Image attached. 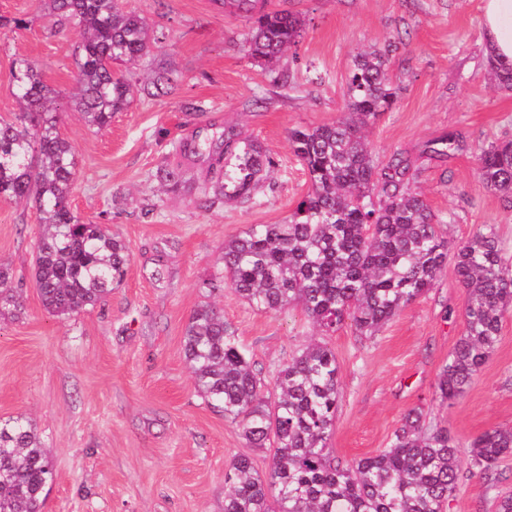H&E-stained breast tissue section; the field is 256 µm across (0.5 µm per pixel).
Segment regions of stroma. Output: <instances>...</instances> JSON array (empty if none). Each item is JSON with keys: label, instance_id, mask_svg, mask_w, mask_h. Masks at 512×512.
Returning a JSON list of instances; mask_svg holds the SVG:
<instances>
[{"label": "stroma", "instance_id": "35a3bbf8", "mask_svg": "<svg viewBox=\"0 0 512 512\" xmlns=\"http://www.w3.org/2000/svg\"><path fill=\"white\" fill-rule=\"evenodd\" d=\"M161 34L132 80L159 67L181 79L162 97L135 95L104 129L85 125L68 98L76 88V31L51 28L38 0H0V15L21 27L0 34V121L20 106L9 81L18 60L36 63L60 91V135L74 147L78 178L70 205L83 221L106 225L129 247L124 281L104 303L68 319L43 307L34 276L40 233L31 202H0V263L10 266L22 314L0 325V419L34 425L55 468L42 512H224V470L250 454L259 472L269 456L197 394L182 350L192 311L223 309L240 344L272 375L317 330L297 307L266 312L230 290H204L222 268L226 239L252 224L283 223L309 180L288 142L294 127L329 124L344 109L354 57L403 43L390 62L400 92L367 133L380 158L417 153L427 141L461 134L468 150L426 160L416 183L451 247L495 225L512 273V208L480 182L477 148L512 139V91L492 80L481 25L483 0H270L301 16L306 30L280 69L288 85L247 54L250 23L214 0H123ZM234 125L271 152L275 168L245 203L206 210L193 195L163 191L157 169L177 163L194 133ZM464 294L446 267L427 295L377 335L346 325L328 339L339 365L342 401L329 441L349 461L388 447L402 417L421 406L460 442L512 427V313L496 349L465 396L450 407L433 398L437 374L464 328ZM449 512H495L512 494V456L495 488L468 458Z\"/></svg>", "mask_w": 512, "mask_h": 512}]
</instances>
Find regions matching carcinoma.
<instances>
[{"label": "carcinoma", "instance_id": "obj_1", "mask_svg": "<svg viewBox=\"0 0 512 512\" xmlns=\"http://www.w3.org/2000/svg\"><path fill=\"white\" fill-rule=\"evenodd\" d=\"M57 27L79 35L75 50V100L85 122L98 129L127 109L133 92L128 73L113 64L146 57L158 38L122 0H42ZM253 23L249 56L273 65L299 42L302 19L288 10H264L260 0H215ZM389 42L356 56L347 77L344 115L331 124L296 127L288 141L309 176V189L282 224H252L224 241L223 268L203 280L209 292L229 288L251 306L282 311L296 305L323 336L345 323L373 336L406 306L429 293L448 261L464 288L465 324L435 383L440 402L463 398L493 353L503 317L512 307L496 228L484 225L452 252L442 220L416 191L418 161L442 160L464 149L448 133L419 156L396 151L373 155L366 132L396 103L399 87L389 75ZM22 105L0 123V200L35 202L40 213L35 278L44 309L60 318L93 307L120 284L130 251L101 224L84 222L71 209L77 178L72 145L58 130V92L38 68L22 61L10 72ZM177 82L161 68L140 91L167 93ZM177 152L207 164L198 193L203 207L243 202L261 189L274 165L261 142L234 127L183 139ZM480 178L512 207V141H492L478 154ZM156 177L172 192H191L179 165ZM10 269L0 266V319L22 307L2 289ZM183 353L203 400L235 424L253 448L270 452L260 474L248 455L234 457L224 473L229 489L224 512H447L466 454L492 487L499 461L512 455V428L493 427L466 447L446 427L411 409L390 446L343 462L329 447L341 400L336 353L326 342L303 347L267 380L240 346L223 312L202 304L189 317ZM53 479L50 457L36 429L20 418L0 420V512H42Z\"/></svg>", "mask_w": 512, "mask_h": 512}]
</instances>
